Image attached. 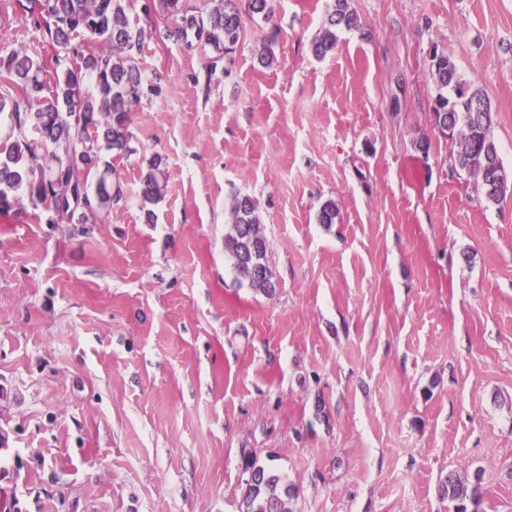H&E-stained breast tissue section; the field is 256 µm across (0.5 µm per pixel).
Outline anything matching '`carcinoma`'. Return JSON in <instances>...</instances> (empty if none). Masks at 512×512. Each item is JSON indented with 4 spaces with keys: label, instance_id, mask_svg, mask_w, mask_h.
Returning <instances> with one entry per match:
<instances>
[{
    "label": "carcinoma",
    "instance_id": "carcinoma-1",
    "mask_svg": "<svg viewBox=\"0 0 512 512\" xmlns=\"http://www.w3.org/2000/svg\"><path fill=\"white\" fill-rule=\"evenodd\" d=\"M127 0H14L33 19L42 39L76 57L75 65L61 71L47 69L25 48L0 53V114L11 108L17 133L0 137V214H8L27 201L44 206L67 224H87L90 216L107 208L122 195L112 183V165L101 152H131L132 107L144 94L146 79L132 60L140 49L144 31L133 29L126 11ZM157 13L168 20L158 30L165 41L194 37L202 50H211L205 68L213 70L224 54L234 50L243 33V18H268L270 0H157ZM361 27L348 0H333L321 34L311 50L324 58L336 50L338 33ZM84 42L73 44L77 37ZM259 63L275 64L268 42L254 47ZM436 83L435 123L449 116L459 139L458 166L465 170L486 199L499 202L509 184H495L490 169L503 166L491 136L494 112L489 97L466 82L454 60L442 50L431 57ZM53 85V99L43 92ZM38 139L31 140L27 131ZM168 171L161 156L153 157L142 177V205L163 197ZM269 244L260 230V219L250 196L236 194L224 232V255L237 276L264 293L274 287L267 264ZM245 469L260 476L247 483L240 512H288L295 486L268 466L247 455ZM442 497L458 505L470 495L465 480L448 474L439 487Z\"/></svg>",
    "mask_w": 512,
    "mask_h": 512
}]
</instances>
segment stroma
<instances>
[{
	"label": "stroma",
	"instance_id": "35a3bbf8",
	"mask_svg": "<svg viewBox=\"0 0 512 512\" xmlns=\"http://www.w3.org/2000/svg\"><path fill=\"white\" fill-rule=\"evenodd\" d=\"M7 2L0 51L53 62ZM330 2L271 0L210 73L129 0L150 88L111 159L122 197L89 224L0 215V485L21 512H237L247 450L296 485L290 512H448L451 472L512 512V188L488 202L456 165L429 55L489 96L512 169V0H350L361 29L318 59ZM237 192L272 292L224 256ZM168 183V171L161 156H154L147 165L142 177L140 195L142 207L159 202L163 197Z\"/></svg>",
	"mask_w": 512,
	"mask_h": 512
}]
</instances>
